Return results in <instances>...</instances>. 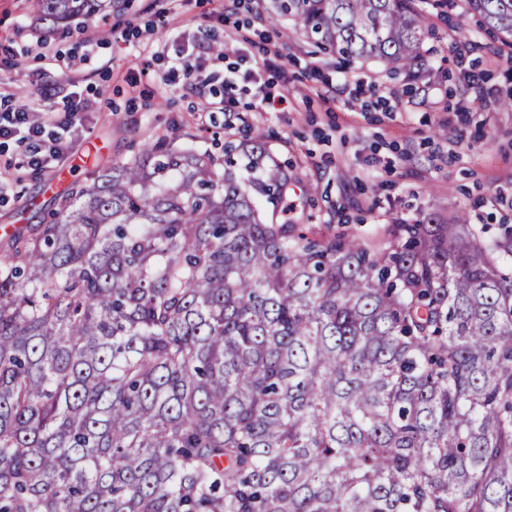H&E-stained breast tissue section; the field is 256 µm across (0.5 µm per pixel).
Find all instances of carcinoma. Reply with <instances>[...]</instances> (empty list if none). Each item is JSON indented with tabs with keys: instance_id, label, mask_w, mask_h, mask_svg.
Segmentation results:
<instances>
[{
	"instance_id": "obj_1",
	"label": "carcinoma",
	"mask_w": 512,
	"mask_h": 512,
	"mask_svg": "<svg viewBox=\"0 0 512 512\" xmlns=\"http://www.w3.org/2000/svg\"><path fill=\"white\" fill-rule=\"evenodd\" d=\"M56 29L112 0H31ZM512 39V0H466ZM342 62L422 61L416 0H265ZM258 136L147 147L0 262V512H512V229L285 215Z\"/></svg>"
}]
</instances>
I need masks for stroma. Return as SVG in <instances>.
Segmentation results:
<instances>
[{
  "mask_svg": "<svg viewBox=\"0 0 512 512\" xmlns=\"http://www.w3.org/2000/svg\"><path fill=\"white\" fill-rule=\"evenodd\" d=\"M432 30L423 64L386 71L378 61L340 63L303 37H284L286 20L262 0H115L107 16L65 35L38 22L29 0H0V93L44 100L49 130L67 128L68 149L32 170L28 142L0 147V256L15 236L35 235L55 211L56 192L137 157L148 144L220 151L226 136L263 135L290 175L288 217L317 235L381 241L392 224L430 213L465 215L479 237L512 226V46L481 28L464 0H425ZM470 43L456 57L455 42ZM224 43L255 69L234 111L219 101L227 59L203 62L213 81L169 70L181 55ZM284 62L256 70L260 50ZM269 84L276 100L252 106ZM88 111L70 117L75 98ZM400 101L397 111L385 101Z\"/></svg>",
  "mask_w": 512,
  "mask_h": 512,
  "instance_id": "stroma-1",
  "label": "stroma"
}]
</instances>
